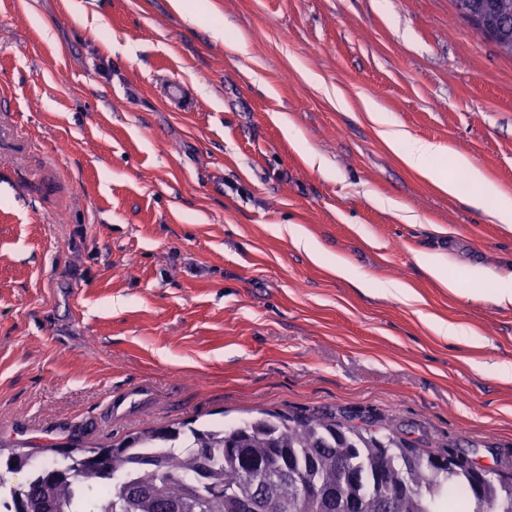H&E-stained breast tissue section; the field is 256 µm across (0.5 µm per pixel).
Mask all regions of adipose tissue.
<instances>
[{
	"label": "adipose tissue",
	"mask_w": 512,
	"mask_h": 512,
	"mask_svg": "<svg viewBox=\"0 0 512 512\" xmlns=\"http://www.w3.org/2000/svg\"><path fill=\"white\" fill-rule=\"evenodd\" d=\"M366 110L372 120L380 125L382 137L400 152L410 167L432 179L448 195L456 194L455 181L448 178L447 175L437 172L432 166L433 160L443 154L442 146L410 138L409 134L395 121L379 112L374 102H367ZM456 163L458 168L467 174L470 181L479 187L482 196L495 199L494 217L498 223L504 224L512 230V196L502 193L497 185L490 181L484 172L469 159L460 157L457 158Z\"/></svg>",
	"instance_id": "obj_1"
}]
</instances>
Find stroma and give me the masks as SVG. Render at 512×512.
Instances as JSON below:
<instances>
[{
	"mask_svg": "<svg viewBox=\"0 0 512 512\" xmlns=\"http://www.w3.org/2000/svg\"><path fill=\"white\" fill-rule=\"evenodd\" d=\"M205 7L0 0V445L38 464L170 423L328 412L512 472V306L467 296L471 270L512 276V230L477 188L408 168L365 109L512 195V57L451 0ZM173 78L195 108L165 99Z\"/></svg>",
	"mask_w": 512,
	"mask_h": 512,
	"instance_id": "obj_1",
	"label": "stroma"
}]
</instances>
